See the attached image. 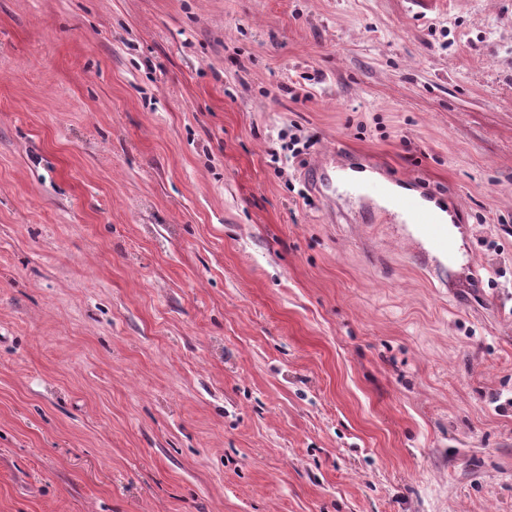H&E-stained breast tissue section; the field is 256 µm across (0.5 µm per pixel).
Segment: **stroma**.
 Here are the masks:
<instances>
[{
    "label": "stroma",
    "instance_id": "stroma-1",
    "mask_svg": "<svg viewBox=\"0 0 512 512\" xmlns=\"http://www.w3.org/2000/svg\"><path fill=\"white\" fill-rule=\"evenodd\" d=\"M0 512H512V0H0ZM419 191V190H418ZM387 212L411 224L416 234L433 250L453 256V246L446 224L441 222L438 211L431 205L433 196L424 191L419 194H392L383 192Z\"/></svg>",
    "mask_w": 512,
    "mask_h": 512
}]
</instances>
